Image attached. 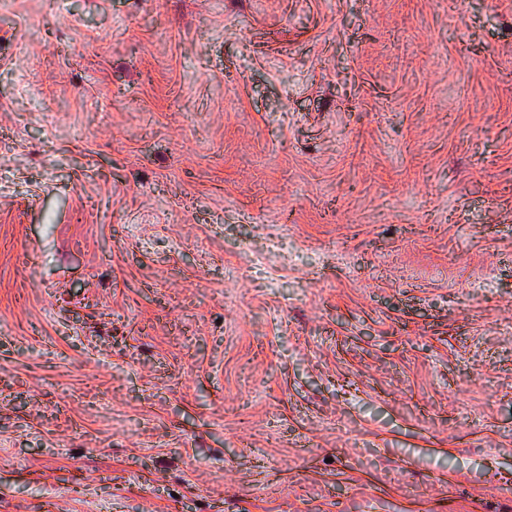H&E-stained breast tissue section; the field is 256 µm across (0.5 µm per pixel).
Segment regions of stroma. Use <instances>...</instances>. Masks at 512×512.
Instances as JSON below:
<instances>
[{
    "label": "stroma",
    "mask_w": 512,
    "mask_h": 512,
    "mask_svg": "<svg viewBox=\"0 0 512 512\" xmlns=\"http://www.w3.org/2000/svg\"><path fill=\"white\" fill-rule=\"evenodd\" d=\"M0 512H512V0H0Z\"/></svg>",
    "instance_id": "35a3bbf8"
}]
</instances>
